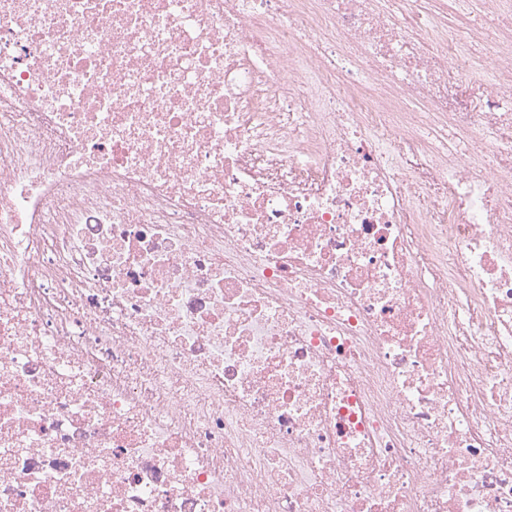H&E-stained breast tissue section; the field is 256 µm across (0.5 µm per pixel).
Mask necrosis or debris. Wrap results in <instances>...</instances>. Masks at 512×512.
<instances>
[{
  "mask_svg": "<svg viewBox=\"0 0 512 512\" xmlns=\"http://www.w3.org/2000/svg\"><path fill=\"white\" fill-rule=\"evenodd\" d=\"M0 512H512V0H0Z\"/></svg>",
  "mask_w": 512,
  "mask_h": 512,
  "instance_id": "necrosis-or-debris-1",
  "label": "necrosis or debris"
}]
</instances>
